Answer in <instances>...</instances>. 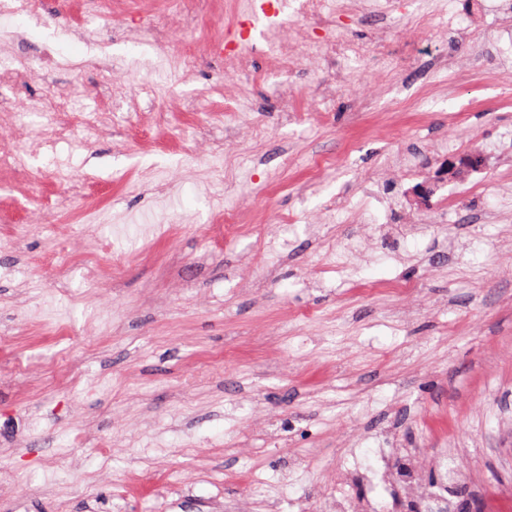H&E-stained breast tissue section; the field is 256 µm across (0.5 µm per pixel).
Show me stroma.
I'll list each match as a JSON object with an SVG mask.
<instances>
[{
  "label": "stroma",
  "mask_w": 512,
  "mask_h": 512,
  "mask_svg": "<svg viewBox=\"0 0 512 512\" xmlns=\"http://www.w3.org/2000/svg\"><path fill=\"white\" fill-rule=\"evenodd\" d=\"M418 5L429 27L369 16L349 34L371 43L386 33L401 60L438 47L451 64L430 72L433 95L395 111L389 75L355 63L331 112L285 126L280 98L315 101L317 77L306 67L284 81L254 57L263 79L246 87L249 112L229 134L221 117L212 121L241 162L224 185L181 155L154 152L195 141L189 118L151 120L180 99L218 97L223 62L200 56L179 77L103 12L109 51L125 66L120 81L148 82L158 95L141 98L142 129L59 145L32 161L24 187L0 177V227L45 205L54 192L46 168L86 177L92 191L75 211L101 222L99 246L83 256L118 279L109 291L71 262L38 266L60 239L79 242L75 218L28 225L16 248H0V268L14 270L0 280V338L10 341L0 350V470L13 474L0 512H294L298 499L328 512L341 492L370 495L363 474L381 448L393 449L401 481L447 457L461 476L452 512H512V107L501 105L512 94V54L495 16H451L448 0ZM10 24L29 55L55 40V80L78 83L80 109L96 107V75H74L86 55L79 36L24 17ZM464 70L473 81L456 85ZM254 124L264 139H251ZM461 144L483 150V194L463 208L486 223L413 234L433 215L411 195L401 157H424L432 173ZM321 155L338 164L310 182ZM376 184L392 197L390 223H340L338 208H373L366 192ZM219 203L243 209L258 235L200 265L206 243L196 231ZM277 214L297 218L287 249L257 251L256 238L277 235ZM116 248L130 255L117 268ZM56 279L69 293L52 289ZM392 282L410 293L363 291ZM258 417L283 446L237 454Z\"/></svg>",
  "instance_id": "1"
}]
</instances>
